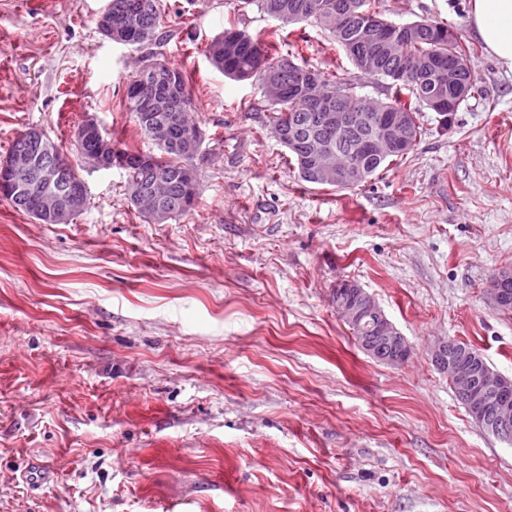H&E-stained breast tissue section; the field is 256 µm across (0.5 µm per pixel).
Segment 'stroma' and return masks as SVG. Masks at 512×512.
<instances>
[{
	"mask_svg": "<svg viewBox=\"0 0 512 512\" xmlns=\"http://www.w3.org/2000/svg\"><path fill=\"white\" fill-rule=\"evenodd\" d=\"M108 0H0V161L37 127L69 145L94 118L144 150L124 107L139 60L186 72L204 132L199 197L143 222L122 170L76 168L86 210L42 224L0 199V512H512V446L486 434L431 363L473 344L512 377V70L469 23L470 0H382L386 19L447 21L475 50L478 92L449 125L350 189L301 181L261 78L205 47L238 0H162L164 40L103 36ZM304 62L360 74L328 32L293 27ZM358 282L405 336L407 361L365 355L331 301Z\"/></svg>",
	"mask_w": 512,
	"mask_h": 512,
	"instance_id": "35a3bbf8",
	"label": "stroma"
}]
</instances>
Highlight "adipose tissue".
<instances>
[{"label": "adipose tissue", "instance_id": "adipose-tissue-1", "mask_svg": "<svg viewBox=\"0 0 512 512\" xmlns=\"http://www.w3.org/2000/svg\"><path fill=\"white\" fill-rule=\"evenodd\" d=\"M469 16L489 54L512 68V0H471Z\"/></svg>", "mask_w": 512, "mask_h": 512}]
</instances>
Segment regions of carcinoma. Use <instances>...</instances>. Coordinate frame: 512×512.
Returning <instances> with one entry per match:
<instances>
[{"label": "carcinoma", "instance_id": "obj_1", "mask_svg": "<svg viewBox=\"0 0 512 512\" xmlns=\"http://www.w3.org/2000/svg\"><path fill=\"white\" fill-rule=\"evenodd\" d=\"M112 23L128 13L137 14L135 26L130 29H112V41L129 46L143 47L163 40L162 4L160 0H111ZM243 7L256 6L267 16L284 24L310 22L329 32L347 59L359 72L388 81L386 98L376 104V115L392 118L399 112L417 115L420 108L434 110L430 91L426 85L396 76L403 65L417 62L421 65L420 78L436 69L453 66L461 80L476 87V79L470 66L474 49L466 44H448V22L434 20L397 24L385 20L378 11L379 0H241ZM359 11L370 22L374 39L368 54L355 49L362 40L358 29H336L328 10ZM289 35L280 30L270 33V40H260L238 23H231L224 32L213 39L206 48V57L218 71L238 81L248 80L256 74L264 77L269 102V122L272 133L288 150L300 180L320 186L351 188L367 181L390 163L403 158L422 136V127L412 122L411 143L406 148H394L377 157L365 154L360 162L361 178L355 182H336L325 177L310 154V147L290 138L296 127L313 128L318 140L315 146L324 154L334 157L348 147L349 137L343 132L326 137L318 126L316 113L309 110L307 100L319 95L336 93L349 88L350 83L333 70H324L304 62L297 63L293 52L283 53L279 46ZM159 69L166 74L164 81L156 85L158 97L152 104L143 102L138 91V78L147 70ZM314 71L319 81L307 87L306 95L297 99L293 88L304 80L306 73ZM125 109L139 127L141 133L157 148L152 152L131 148L117 143L115 155L121 157L119 169L125 172V189L130 193L128 201L137 214L148 224H161L182 216L192 209L199 194L198 167L196 160L202 156V144L191 147L179 141L182 127H196L192 118L193 100L189 78L184 71L171 66L152 54L142 60L127 83ZM157 114L159 128L151 130L142 124V111ZM21 150L31 154V166L26 191L5 195L13 208L36 219L41 224L53 223L45 208V194L36 178V167L44 161L35 147L24 141L19 134L13 141L8 156Z\"/></svg>", "mask_w": 512, "mask_h": 512}]
</instances>
